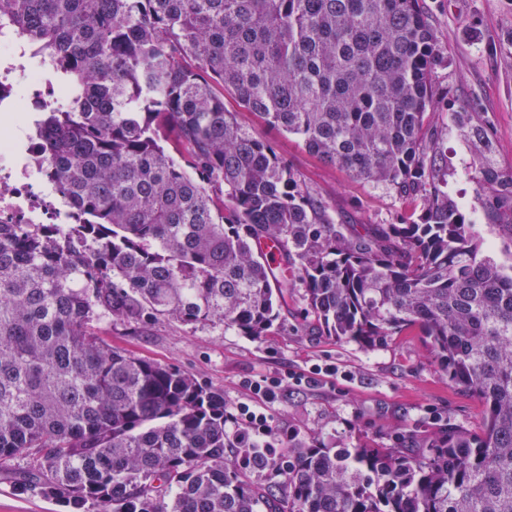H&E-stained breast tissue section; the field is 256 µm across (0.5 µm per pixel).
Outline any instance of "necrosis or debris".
Returning a JSON list of instances; mask_svg holds the SVG:
<instances>
[{
    "mask_svg": "<svg viewBox=\"0 0 512 512\" xmlns=\"http://www.w3.org/2000/svg\"><path fill=\"white\" fill-rule=\"evenodd\" d=\"M49 100L44 75L28 60L11 32L0 28V223L66 224L70 218L32 177L33 167L50 160L36 144H27L24 161L16 159L17 133L26 112Z\"/></svg>",
    "mask_w": 512,
    "mask_h": 512,
    "instance_id": "1",
    "label": "necrosis or debris"
}]
</instances>
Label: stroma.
Masks as SVG:
<instances>
[{
	"label": "stroma",
	"mask_w": 512,
	"mask_h": 512,
	"mask_svg": "<svg viewBox=\"0 0 512 512\" xmlns=\"http://www.w3.org/2000/svg\"><path fill=\"white\" fill-rule=\"evenodd\" d=\"M420 5L439 43L432 74L437 103L430 121L448 133V193L487 238L491 232L480 214L476 152L452 128L450 115L479 113L492 128L493 161L512 170V0H420ZM236 119L270 143L346 223L388 224L401 211L412 210V201L352 179L308 152L298 138L262 125L250 112L238 110ZM304 306L301 289L292 290L282 328L261 338L237 335L220 323L192 327L171 319L137 330L112 319L98 328L112 346L192 373L220 390L229 410L251 399L241 385L244 378L298 372L314 364L335 367V387L289 386L270 407L277 423L295 429L300 438H319L328 448L383 446L395 434H423L440 423L478 431L479 403L449 386L421 337L395 336L365 349L306 331L300 317ZM25 465L20 458L0 470V512H67L64 503L13 490V474Z\"/></svg>",
	"instance_id": "1"
}]
</instances>
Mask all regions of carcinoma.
<instances>
[{"instance_id":"obj_1","label":"carcinoma","mask_w":512,"mask_h":512,"mask_svg":"<svg viewBox=\"0 0 512 512\" xmlns=\"http://www.w3.org/2000/svg\"><path fill=\"white\" fill-rule=\"evenodd\" d=\"M0 24L55 79L30 135L84 220L0 224V466L31 457L15 492L69 512H512V268L448 195L419 0H0ZM227 95L419 214L348 229ZM453 120L490 147L488 124ZM478 162L485 223L512 245V171ZM296 287L326 336H423L481 431L290 440L272 490L234 467L224 393L94 330L266 336Z\"/></svg>"}]
</instances>
